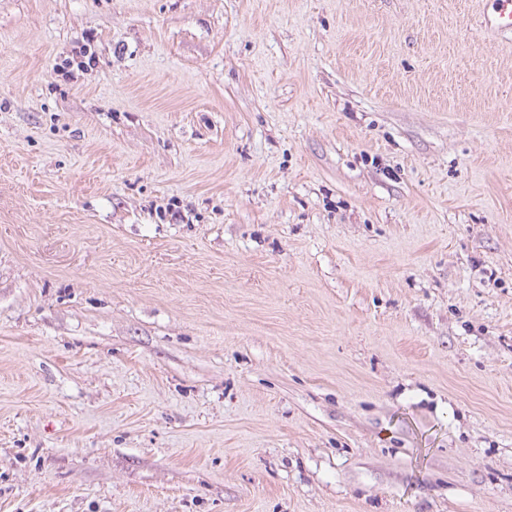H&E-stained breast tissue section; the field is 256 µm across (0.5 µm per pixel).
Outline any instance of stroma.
Returning a JSON list of instances; mask_svg holds the SVG:
<instances>
[{
    "mask_svg": "<svg viewBox=\"0 0 512 512\" xmlns=\"http://www.w3.org/2000/svg\"><path fill=\"white\" fill-rule=\"evenodd\" d=\"M490 8L0 0V512H512Z\"/></svg>",
    "mask_w": 512,
    "mask_h": 512,
    "instance_id": "obj_1",
    "label": "stroma"
}]
</instances>
